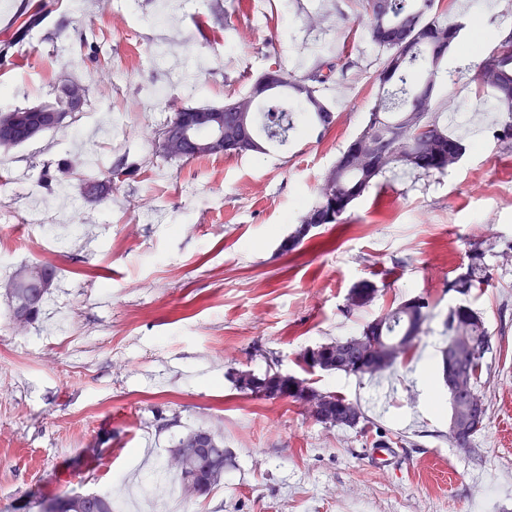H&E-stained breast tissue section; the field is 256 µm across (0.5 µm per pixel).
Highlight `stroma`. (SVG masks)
<instances>
[{"label": "stroma", "instance_id": "1", "mask_svg": "<svg viewBox=\"0 0 512 512\" xmlns=\"http://www.w3.org/2000/svg\"><path fill=\"white\" fill-rule=\"evenodd\" d=\"M46 20L25 53L0 64V111L53 101L79 82L72 124L0 154V512L107 493L113 512H512V264L488 257L490 284L461 296L447 281L468 242H512V150L499 114L472 79L512 0H440L468 18L442 69L448 130L466 152L445 173L395 170L339 224L281 245L340 152L361 129L384 58L362 0H0V42L34 4ZM321 17L320 26L310 20ZM481 25H472L474 17ZM337 63L323 89L336 121L243 156L170 160L152 137L178 107L220 106L268 70L302 75ZM167 85L168 97L146 94ZM121 171L95 201L88 177ZM34 184L46 224L26 220L13 182ZM57 269L37 320L16 328L3 289L34 262ZM372 281L370 307L348 311ZM420 296L428 318L402 367L377 379L316 372L322 390L358 401L367 433L309 420L290 401L240 392L236 370L302 376L300 353L356 335L380 312ZM493 340L482 390L485 429L466 453L448 439L439 369L445 321L458 302ZM204 428L229 453L224 477L185 498L165 475L178 437ZM401 439L375 459L378 437ZM101 456L87 455L90 446ZM377 288L371 281L363 280L355 284L347 296V307L358 311L369 307L377 294Z\"/></svg>", "mask_w": 512, "mask_h": 512}]
</instances>
